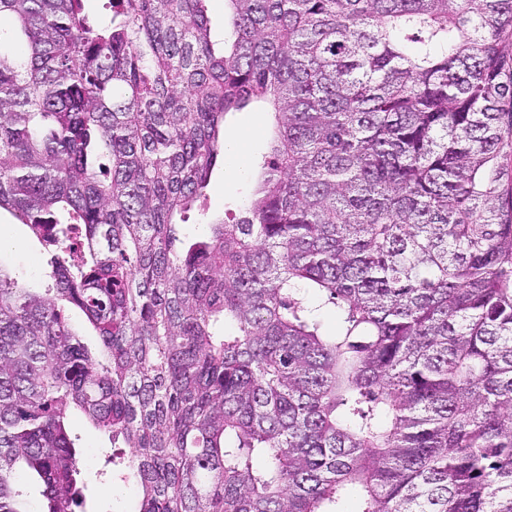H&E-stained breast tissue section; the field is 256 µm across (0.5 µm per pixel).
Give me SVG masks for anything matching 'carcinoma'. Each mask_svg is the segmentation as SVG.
<instances>
[{
    "label": "carcinoma",
    "mask_w": 512,
    "mask_h": 512,
    "mask_svg": "<svg viewBox=\"0 0 512 512\" xmlns=\"http://www.w3.org/2000/svg\"><path fill=\"white\" fill-rule=\"evenodd\" d=\"M0 0V512H83L72 410L137 512H512V0ZM273 114L233 223L177 218ZM339 317L323 326L325 309ZM79 309L93 355L66 319ZM207 16L209 18L210 27L212 32L218 37L223 38L224 36V21H225V32L226 39L230 37V30L227 27L226 15L224 8V0H210L206 3ZM0 251L8 268L33 288L44 284V255L39 241L10 213H0Z\"/></svg>",
    "instance_id": "1"
}]
</instances>
